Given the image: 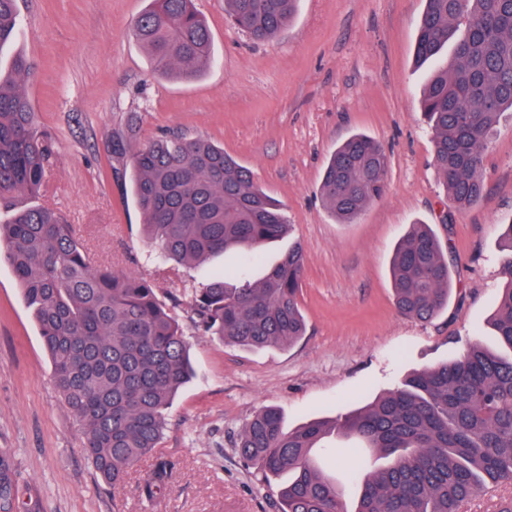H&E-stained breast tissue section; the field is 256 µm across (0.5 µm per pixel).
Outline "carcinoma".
<instances>
[{
	"label": "carcinoma",
	"instance_id": "obj_1",
	"mask_svg": "<svg viewBox=\"0 0 512 512\" xmlns=\"http://www.w3.org/2000/svg\"><path fill=\"white\" fill-rule=\"evenodd\" d=\"M299 0H224V15L253 40L276 38ZM17 0H0V50L19 29ZM132 35L155 70L188 80L214 62L211 32L193 0H148ZM453 41L450 67L436 72L421 101L433 132L434 159L451 207L464 211L483 195L484 146L512 110V0H425L416 59L438 58ZM22 54L0 70V209L44 186L52 146L35 123L18 80L31 72ZM120 183L144 218L164 261L200 264L229 249L259 260L262 246L288 228L282 207L252 172L209 140L170 136L132 146L112 134ZM381 145L353 135L325 168L320 195L340 224H351L386 189ZM507 281L491 326L503 355L480 342L456 361L414 373L396 390L342 419L287 432L275 408L258 412L237 442L240 455L266 477L288 475L279 512H460L487 487L512 485V224L500 238ZM22 286L51 358L56 386L79 422L89 464L108 484L161 441L165 411L193 375L188 344L172 309L135 276L92 265L76 230L48 206L0 221V260ZM302 247L294 246L262 278L228 285L224 277L195 290L190 318L205 334L248 349L291 346L305 334L299 298ZM396 307L420 321L448 306L450 259L427 224H415L390 264ZM358 438L388 459L359 478L353 508L336 478L316 466L313 450L334 434ZM168 479L159 465L146 500ZM19 474L0 450V512H15Z\"/></svg>",
	"mask_w": 512,
	"mask_h": 512
}]
</instances>
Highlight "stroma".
Wrapping results in <instances>:
<instances>
[{
  "instance_id": "1",
  "label": "stroma",
  "mask_w": 512,
  "mask_h": 512,
  "mask_svg": "<svg viewBox=\"0 0 512 512\" xmlns=\"http://www.w3.org/2000/svg\"><path fill=\"white\" fill-rule=\"evenodd\" d=\"M147 0H19L15 50L33 65L23 80L38 128L54 143L39 194L74 224L97 266L150 281L173 306L196 376L178 393L155 450L117 486L88 465L82 433L59 394L51 360L11 267L0 262V448L20 472L17 512H278L280 482L236 449L266 406L285 429L342 417L397 388L414 371L451 362L467 343L499 344L489 325L505 282L499 235L512 222V114L484 149V192L451 212L419 99L433 67L415 62L424 0H301L288 27L252 41L224 17V0H195L216 61L191 82L154 72L130 26ZM133 129L135 144L164 134L204 137L250 168L281 202L289 233L248 265L229 253L200 265H158L143 216L112 173L106 142ZM354 134L388 158L383 197L353 224L322 206L324 166ZM431 225L454 251L447 309L422 322L398 312L389 261L412 224ZM306 256L300 309L307 324L292 346L249 350L204 335L188 317L196 288L247 267L259 279L292 243ZM314 461L352 501L348 479L378 469L353 437L327 439ZM169 478L146 500L159 463Z\"/></svg>"
}]
</instances>
